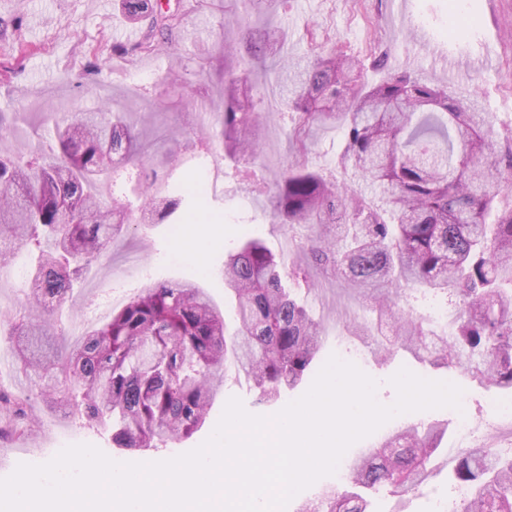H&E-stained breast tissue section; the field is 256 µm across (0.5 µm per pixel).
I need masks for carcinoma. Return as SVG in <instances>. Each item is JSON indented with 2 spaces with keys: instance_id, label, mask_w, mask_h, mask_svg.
Instances as JSON below:
<instances>
[{
  "instance_id": "carcinoma-1",
  "label": "carcinoma",
  "mask_w": 512,
  "mask_h": 512,
  "mask_svg": "<svg viewBox=\"0 0 512 512\" xmlns=\"http://www.w3.org/2000/svg\"><path fill=\"white\" fill-rule=\"evenodd\" d=\"M140 37L112 53L133 62L156 54L180 34L190 0L162 10L152 0H122ZM239 50H224V110L206 139H186L163 155L174 170L185 150L209 155L215 143L238 161L257 154L264 92L237 75L240 67L278 59L280 109L294 115L288 142L294 159L272 185L249 168L239 181L265 194L281 224H317L325 235L304 243L315 259L372 301L380 324H396L378 349L402 347L434 368L459 370L512 394V206L500 202L512 177V128L498 130L475 98L462 102L408 72L367 84L344 52L301 59L283 52L279 30L240 23ZM334 127L345 146L341 177L308 163L313 130ZM57 153L21 163L0 150V271L23 249L35 253L28 279L32 306L1 313L3 340L37 395L94 428L117 448H158L204 423L229 371L253 383L258 402H275L304 379L322 345L320 325L283 283L284 265L264 244L248 240L230 253L221 275L236 302L234 326L204 289L187 282L145 285L101 326L67 348L54 319L84 270L129 225L90 196L91 182L120 164L143 189L151 215L163 221L185 190L160 196L143 175L138 134L112 105L56 124ZM452 295L459 311L446 327L413 318V292ZM28 398L0 389V438L34 430ZM447 425L398 428L349 460L344 489H326L319 510L370 512L382 489L397 496L423 482L425 465L443 452ZM454 479L470 488L455 512H512V456L470 448Z\"/></svg>"
}]
</instances>
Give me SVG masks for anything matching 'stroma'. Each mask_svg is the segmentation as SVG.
Masks as SVG:
<instances>
[{
  "label": "stroma",
  "instance_id": "stroma-1",
  "mask_svg": "<svg viewBox=\"0 0 512 512\" xmlns=\"http://www.w3.org/2000/svg\"><path fill=\"white\" fill-rule=\"evenodd\" d=\"M462 16L448 12V0H288L277 6H256L251 0H197L185 16L175 48L129 64L113 57V43L127 40L133 24L120 0H0V111L17 113L12 131L0 134V147L12 150L19 160L33 151L51 155L55 116L68 115L111 101L140 136L147 155L159 157L180 137L190 113H204L196 128L215 126L224 106L219 76L222 49L238 42V25L262 30L278 27L288 35L290 53L335 45L362 61L373 49L387 51L393 71H408L424 82L450 88L457 98L481 96L498 126L512 124V0H461ZM184 75L174 104L158 109L168 89L166 74ZM58 110L50 112L47 102ZM260 145L254 166L265 181L280 177L289 160L286 131L288 114L263 113ZM184 167L212 170L215 181L209 195L189 200L180 213L179 235L166 224L131 226L126 238L112 246L91 268L81 288L64 305L65 338L74 342L92 327L105 322L111 307L88 313L89 296L111 292L116 280L144 269L148 280H186L204 288L214 303L233 316L234 302L224 290L218 271L228 253L245 237L264 241L273 252H287L289 267L307 272L312 289L304 300L321 324L326 338L313 367L321 369L330 355L352 354L356 365L378 383L377 400L385 405L396 399L390 377L400 368L463 388L461 410H431L433 418L455 424L466 413L476 427H483L495 388L471 381L458 371L421 364L408 351L397 348L378 352L372 340L376 315L367 299L345 280L315 266L302 245L319 234L318 226L286 227L272 223L266 196L237 185L230 165L213 157L185 152ZM91 192L117 213L136 215L139 206L132 185L125 179H101ZM195 246L189 255H175L177 240ZM365 326L362 334L348 332L350 324ZM310 380L286 392L278 403L257 401V392L245 377L228 376L212 404L205 424L191 438L161 449L128 450L112 445L109 431L85 426L77 416L48 408L40 400L31 407L40 425L25 438L0 440V478L21 463L41 464L72 444H91L118 462H151L188 452L202 444L214 430L227 400L240 398L253 414L270 416L303 395ZM454 467L434 458L431 469L414 493L397 497L380 493L375 512H434L437 500L454 490Z\"/></svg>",
  "mask_w": 512,
  "mask_h": 512
}]
</instances>
